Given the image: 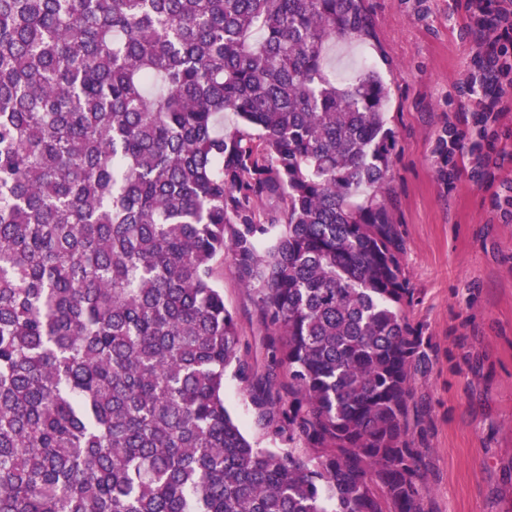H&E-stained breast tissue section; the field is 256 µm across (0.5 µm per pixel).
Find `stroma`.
Instances as JSON below:
<instances>
[{
  "label": "stroma",
  "instance_id": "obj_1",
  "mask_svg": "<svg viewBox=\"0 0 512 512\" xmlns=\"http://www.w3.org/2000/svg\"><path fill=\"white\" fill-rule=\"evenodd\" d=\"M374 38L326 48L327 73L345 84L366 69L386 78L387 126L395 133L388 206L404 241L402 269L413 290L406 309L427 354L412 382L420 421L410 436L430 512H512V112L495 124L505 154L492 187L444 174L443 139H477L465 89L475 34L457 0H364ZM224 303L242 331L241 353L263 373L267 332L253 292L218 257ZM224 401L246 437L270 447L250 389L224 380Z\"/></svg>",
  "mask_w": 512,
  "mask_h": 512
}]
</instances>
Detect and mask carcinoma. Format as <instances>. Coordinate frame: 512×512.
Listing matches in <instances>:
<instances>
[{
  "label": "carcinoma",
  "mask_w": 512,
  "mask_h": 512,
  "mask_svg": "<svg viewBox=\"0 0 512 512\" xmlns=\"http://www.w3.org/2000/svg\"><path fill=\"white\" fill-rule=\"evenodd\" d=\"M373 30L363 0H0V512H429L389 88L323 62ZM226 254L277 448L224 405ZM215 266L218 283L224 288V303L234 314L242 331L241 354L247 358L253 371L261 375L265 369L269 336L260 321L255 296L230 273V257H218Z\"/></svg>",
  "instance_id": "1"
}]
</instances>
